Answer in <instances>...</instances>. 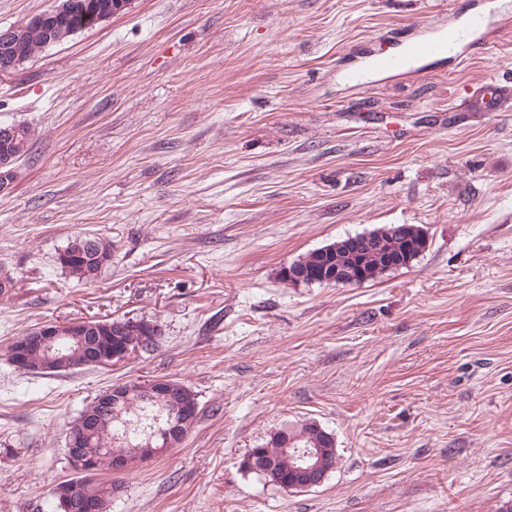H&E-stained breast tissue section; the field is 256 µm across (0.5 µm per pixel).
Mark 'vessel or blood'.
<instances>
[{
    "instance_id": "1",
    "label": "vessel or blood",
    "mask_w": 512,
    "mask_h": 512,
    "mask_svg": "<svg viewBox=\"0 0 512 512\" xmlns=\"http://www.w3.org/2000/svg\"><path fill=\"white\" fill-rule=\"evenodd\" d=\"M498 20L497 0H484L482 9L471 15L465 25L450 26L436 37L405 39L400 52L374 54L369 68L374 72L397 75L407 71L409 65L427 61L451 46L457 47L462 55L476 53L485 46V29L491 28Z\"/></svg>"
}]
</instances>
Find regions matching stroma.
Returning a JSON list of instances; mask_svg holds the SVG:
<instances>
[{"mask_svg":"<svg viewBox=\"0 0 512 512\" xmlns=\"http://www.w3.org/2000/svg\"><path fill=\"white\" fill-rule=\"evenodd\" d=\"M477 0H132L0 74L36 131L0 195V512H53L66 441L117 382L174 379L199 414L119 474L110 512H499L512 502V0L490 47L369 87L343 69ZM423 227L424 253L348 285L281 271L350 235ZM112 260L81 281L76 236ZM146 320L112 366L24 373L45 321ZM314 422L338 454L286 491L240 467ZM95 239L98 240L97 249L92 252L85 251L84 254H77L76 250L71 248L72 240L69 241L58 253L57 261L59 265L79 280H92L97 277L103 265L110 260L112 250L110 246L100 238ZM64 255L67 256L65 257ZM97 255H100L102 261L96 258Z\"/></svg>","mask_w":512,"mask_h":512,"instance_id":"obj_1","label":"stroma"}]
</instances>
